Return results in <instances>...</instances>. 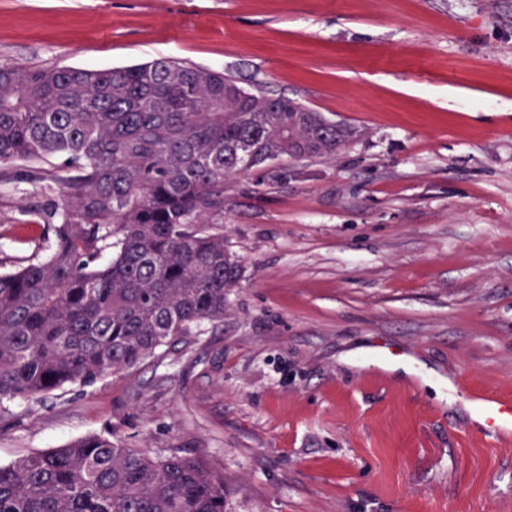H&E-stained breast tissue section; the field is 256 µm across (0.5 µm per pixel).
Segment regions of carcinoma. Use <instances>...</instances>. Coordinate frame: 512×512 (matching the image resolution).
<instances>
[{"label": "carcinoma", "mask_w": 512, "mask_h": 512, "mask_svg": "<svg viewBox=\"0 0 512 512\" xmlns=\"http://www.w3.org/2000/svg\"><path fill=\"white\" fill-rule=\"evenodd\" d=\"M224 71L0 64V169L35 181L64 155L49 256L0 274V401L91 385L170 340L224 321L244 268L209 224L224 180L301 149L332 158L362 131L317 122ZM251 147V156L239 147ZM0 512H227L224 475L202 456L151 457L90 436L0 466Z\"/></svg>", "instance_id": "carcinoma-1"}]
</instances>
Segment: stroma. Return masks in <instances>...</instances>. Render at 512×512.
Wrapping results in <instances>:
<instances>
[{
  "mask_svg": "<svg viewBox=\"0 0 512 512\" xmlns=\"http://www.w3.org/2000/svg\"><path fill=\"white\" fill-rule=\"evenodd\" d=\"M157 58L362 128L224 183L244 266L219 324L0 405V465L93 435L204 455L229 512H512V0H0V62ZM37 188L0 185V273ZM475 406L483 416L484 427L496 432L503 422L512 421V402L501 400L487 392L472 395Z\"/></svg>",
  "mask_w": 512,
  "mask_h": 512,
  "instance_id": "35a3bbf8",
  "label": "stroma"
}]
</instances>
